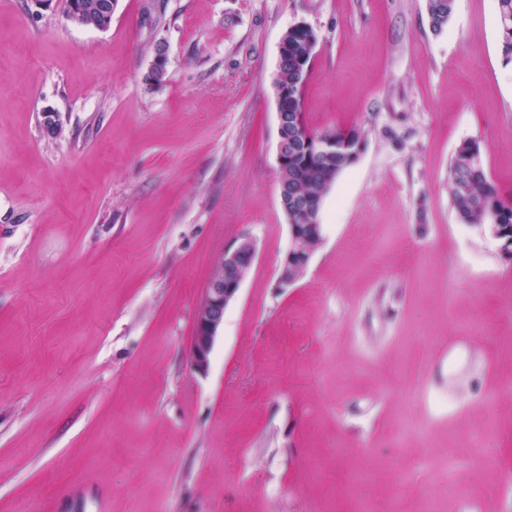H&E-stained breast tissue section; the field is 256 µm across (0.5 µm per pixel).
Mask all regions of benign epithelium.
<instances>
[{"label":"benign epithelium","instance_id":"1","mask_svg":"<svg viewBox=\"0 0 512 512\" xmlns=\"http://www.w3.org/2000/svg\"><path fill=\"white\" fill-rule=\"evenodd\" d=\"M167 49L162 43L156 45L154 60L148 72L152 77L167 71ZM279 142L277 164L288 161L289 153L306 150L317 156L345 154L348 143L336 137L317 138L313 141L302 136L303 115L300 112H277ZM279 201L282 210L289 214L297 207L315 209L312 201L301 200L292 188L285 184L279 187ZM318 224L290 225L291 246L282 261L277 287L287 288L293 285L308 266L312 250L309 243L318 237ZM257 255L255 242L243 239L235 248L224 251L219 258L217 268L205 288L199 308L193 336L191 339V367L200 374L208 371L215 338L224 323V311L234 299L244 277L251 269Z\"/></svg>","mask_w":512,"mask_h":512}]
</instances>
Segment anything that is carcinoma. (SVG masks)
Masks as SVG:
<instances>
[{
  "instance_id": "cac0c4a2",
  "label": "carcinoma",
  "mask_w": 512,
  "mask_h": 512,
  "mask_svg": "<svg viewBox=\"0 0 512 512\" xmlns=\"http://www.w3.org/2000/svg\"><path fill=\"white\" fill-rule=\"evenodd\" d=\"M455 9V0H426L429 24L433 32H442L450 22ZM500 24V52L505 62L512 61V0H498ZM288 41V60L279 67V84L296 93L294 100L288 102V111L300 112L303 109V95L307 86L315 46L311 44L307 33L289 30L284 35ZM314 138H342L346 135L359 141L362 131L355 128H336L320 134L308 131ZM354 162V157L339 155L324 160L314 155L300 159L297 163H288L280 167L279 181L292 180L300 189L323 201L328 193L325 189L322 173L329 171L338 176ZM448 191L452 208L462 224L486 225L491 214L498 216L503 238H512V198L502 196L492 183L484 163L476 164L470 170H463L458 157L451 158L448 173Z\"/></svg>"
}]
</instances>
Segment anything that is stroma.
I'll use <instances>...</instances> for the list:
<instances>
[{
	"mask_svg": "<svg viewBox=\"0 0 512 512\" xmlns=\"http://www.w3.org/2000/svg\"><path fill=\"white\" fill-rule=\"evenodd\" d=\"M425 4L116 0L97 30L66 0H0V512H448L452 488L512 512V261L448 194L474 139L512 197V64L497 0H455L439 34ZM298 22L306 125L366 146L282 290L275 79ZM247 237L195 373L204 290ZM256 255L255 242L245 238L219 258L205 288L191 339V367L195 372L203 374L208 371L215 338L224 323V311L236 296Z\"/></svg>",
	"mask_w": 512,
	"mask_h": 512,
	"instance_id": "1",
	"label": "stroma"
}]
</instances>
